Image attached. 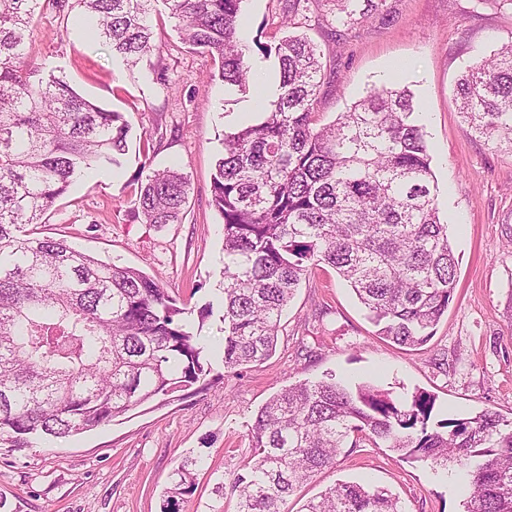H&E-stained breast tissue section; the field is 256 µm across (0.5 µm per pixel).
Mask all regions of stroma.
<instances>
[{"label":"stroma","instance_id":"obj_1","mask_svg":"<svg viewBox=\"0 0 512 512\" xmlns=\"http://www.w3.org/2000/svg\"><path fill=\"white\" fill-rule=\"evenodd\" d=\"M246 0L240 35L267 90L279 72L264 55L288 35L321 51L314 104L334 121L371 88H408L438 184L457 284L447 313L424 346L379 338L355 293L326 265L313 269L283 311L274 355L225 370L222 290L224 224L212 177L225 134L260 120L252 93L225 86L219 63L185 46L163 0L152 18L157 49L136 67L91 40L74 11H45L29 35L35 64L55 68L83 97L129 123L120 168L75 176L48 211L47 232L77 250L143 271L188 309L205 336L214 384L159 396L112 422L28 448L0 445V512H161L170 475L196 462L181 512H236L229 487L256 459L249 429L282 388L333 374L404 399L424 391L434 420L485 410L512 419V148L475 133L457 112V79L512 42V0H357L340 24L332 0ZM292 26H283L284 18ZM190 177L181 223H144L134 200L148 171L171 166ZM342 482L389 490L402 512H463L457 467L443 470L365 443L300 485L288 512Z\"/></svg>","mask_w":512,"mask_h":512}]
</instances>
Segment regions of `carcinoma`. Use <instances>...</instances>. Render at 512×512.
Listing matches in <instances>:
<instances>
[{"instance_id": "cac0c4a2", "label": "carcinoma", "mask_w": 512, "mask_h": 512, "mask_svg": "<svg viewBox=\"0 0 512 512\" xmlns=\"http://www.w3.org/2000/svg\"><path fill=\"white\" fill-rule=\"evenodd\" d=\"M93 39L133 67L155 50V0H75ZM243 0H165L182 43L218 58L224 83H252L239 36ZM0 0V444L93 430L158 396L206 381L211 364L187 314L143 272L83 253L36 225L81 172L119 164L128 123L35 67L26 39L47 6ZM279 83L263 119L224 137L212 204L224 221L227 370L275 351L302 276L326 264L356 293L379 335L419 348L453 299L456 260L413 95L373 88L334 122L313 112L320 53L303 36L274 47ZM458 110L479 134L512 145V43L470 68ZM188 175L155 170L138 189L146 224L182 222ZM431 396L401 405L370 386L325 378L290 385L257 413V459L236 476L238 512H281L300 483L367 440L405 459L464 472L465 512H512V422L480 412L430 425ZM171 475L161 512H180L190 466ZM300 512H402L386 490L338 483Z\"/></svg>"}]
</instances>
